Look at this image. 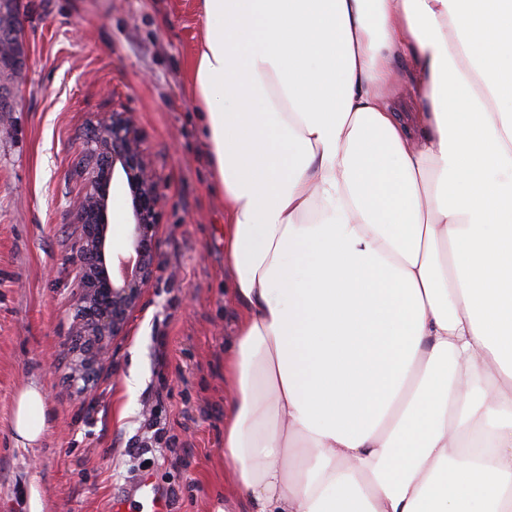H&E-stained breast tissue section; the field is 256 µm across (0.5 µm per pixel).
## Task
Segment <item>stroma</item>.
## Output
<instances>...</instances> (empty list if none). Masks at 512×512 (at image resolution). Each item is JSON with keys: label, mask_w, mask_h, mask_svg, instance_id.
I'll return each instance as SVG.
<instances>
[{"label": "stroma", "mask_w": 512, "mask_h": 512, "mask_svg": "<svg viewBox=\"0 0 512 512\" xmlns=\"http://www.w3.org/2000/svg\"><path fill=\"white\" fill-rule=\"evenodd\" d=\"M18 25L27 65L0 112V512L134 510L151 490L168 512H251L224 458L236 306L190 95L198 0H20ZM114 112L132 113L166 207L155 284L87 391L70 342L86 192L74 163ZM31 386L51 425L26 446L12 422ZM159 428L177 453L143 452Z\"/></svg>", "instance_id": "obj_1"}]
</instances>
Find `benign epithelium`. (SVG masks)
Returning <instances> with one entry per match:
<instances>
[{"label": "benign epithelium", "mask_w": 512, "mask_h": 512, "mask_svg": "<svg viewBox=\"0 0 512 512\" xmlns=\"http://www.w3.org/2000/svg\"><path fill=\"white\" fill-rule=\"evenodd\" d=\"M0 18V28L13 40L0 45V60L22 49L17 15ZM98 148L111 161L110 173L120 172L128 188L133 222L125 242L107 245L108 195L102 177L89 178L85 203L79 211V318L74 337L91 344L73 347L74 374L85 384L95 383L98 368L109 357L111 342L125 335L133 313L157 272L158 230L163 195L142 148L139 127L128 112H114L100 122Z\"/></svg>", "instance_id": "7a95c632"}]
</instances>
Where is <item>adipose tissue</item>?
Listing matches in <instances>:
<instances>
[{
    "label": "adipose tissue",
    "mask_w": 512,
    "mask_h": 512,
    "mask_svg": "<svg viewBox=\"0 0 512 512\" xmlns=\"http://www.w3.org/2000/svg\"><path fill=\"white\" fill-rule=\"evenodd\" d=\"M256 512H512V0H199ZM409 60L418 115L390 103ZM47 428L15 399L17 440Z\"/></svg>",
    "instance_id": "obj_1"
}]
</instances>
